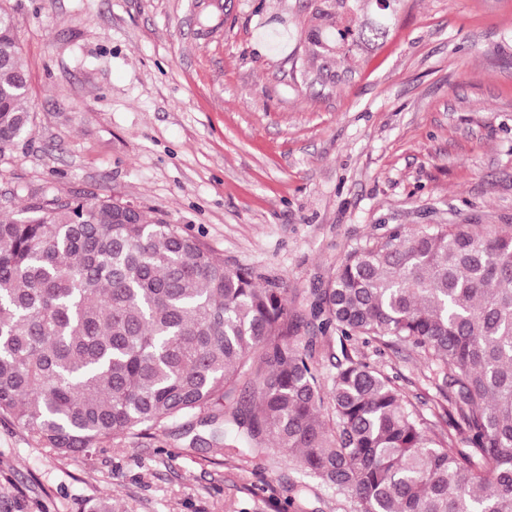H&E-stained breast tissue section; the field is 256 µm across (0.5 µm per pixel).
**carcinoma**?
<instances>
[{"instance_id": "carcinoma-1", "label": "carcinoma", "mask_w": 512, "mask_h": 512, "mask_svg": "<svg viewBox=\"0 0 512 512\" xmlns=\"http://www.w3.org/2000/svg\"><path fill=\"white\" fill-rule=\"evenodd\" d=\"M367 0H310L321 71L383 27ZM28 75L0 8V151L27 133ZM309 320L420 349L448 388V440L390 378L344 356L326 383L287 289L112 197L33 191L0 214V417L57 454L199 414L228 451L298 456L353 512H512V232L395 229L349 251ZM80 512H114L112 499Z\"/></svg>"}]
</instances>
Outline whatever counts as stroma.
<instances>
[{"instance_id":"35a3bbf8","label":"stroma","mask_w":512,"mask_h":512,"mask_svg":"<svg viewBox=\"0 0 512 512\" xmlns=\"http://www.w3.org/2000/svg\"><path fill=\"white\" fill-rule=\"evenodd\" d=\"M31 129L0 153V211L32 190L112 196L279 280L307 314L343 255L395 227L512 228V0H404L336 80L302 78V0H0ZM390 377L439 436L448 403L415 348L318 337ZM192 436V435H191ZM180 423L57 455L0 418V512H352L285 451L195 445Z\"/></svg>"}]
</instances>
